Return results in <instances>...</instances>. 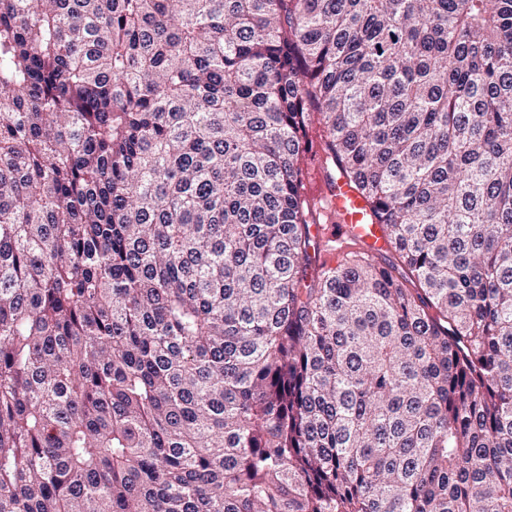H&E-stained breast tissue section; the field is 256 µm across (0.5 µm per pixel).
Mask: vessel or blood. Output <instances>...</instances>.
Returning a JSON list of instances; mask_svg holds the SVG:
<instances>
[{"label": "vessel or blood", "mask_w": 512, "mask_h": 512, "mask_svg": "<svg viewBox=\"0 0 512 512\" xmlns=\"http://www.w3.org/2000/svg\"><path fill=\"white\" fill-rule=\"evenodd\" d=\"M314 197L327 223L336 225L347 238L368 248L382 245V229L369 202L351 187L346 178L317 181Z\"/></svg>", "instance_id": "vessel-or-blood-1"}]
</instances>
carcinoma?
Wrapping results in <instances>:
<instances>
[{
	"label": "carcinoma",
	"mask_w": 512,
	"mask_h": 512,
	"mask_svg": "<svg viewBox=\"0 0 512 512\" xmlns=\"http://www.w3.org/2000/svg\"><path fill=\"white\" fill-rule=\"evenodd\" d=\"M0 512H512V0H0ZM310 134L312 139V149L311 152L306 156L304 168H305V180H309L313 182L317 178V174L321 175L326 174L323 167V158L322 153L320 151V138L318 133L317 124H311ZM314 197L318 204L319 223L323 225L324 240L330 239V247L316 253L309 278L320 265H335L341 252L348 250L347 240H336L341 231L348 239H354L367 248L383 244L381 224H377L369 202L361 196L344 177L335 180L325 177L316 182ZM321 203V204H320ZM339 229V231L336 229Z\"/></svg>",
	"instance_id": "obj_1"
}]
</instances>
